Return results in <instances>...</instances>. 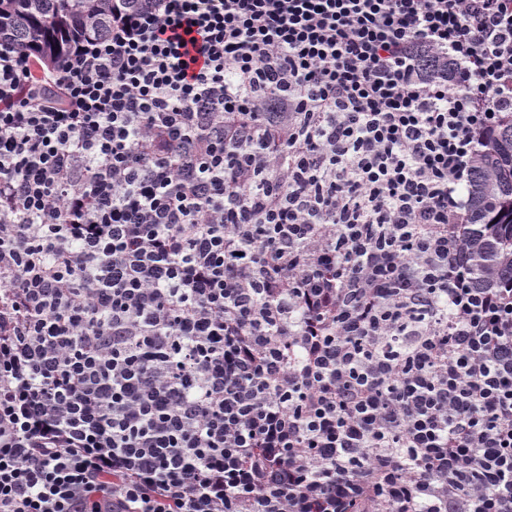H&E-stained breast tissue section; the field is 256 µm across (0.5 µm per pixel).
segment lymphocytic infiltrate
<instances>
[{
	"instance_id": "f902f5d3",
	"label": "lymphocytic infiltrate",
	"mask_w": 512,
	"mask_h": 512,
	"mask_svg": "<svg viewBox=\"0 0 512 512\" xmlns=\"http://www.w3.org/2000/svg\"><path fill=\"white\" fill-rule=\"evenodd\" d=\"M512 0H137L0 45V512H512L472 163Z\"/></svg>"
}]
</instances>
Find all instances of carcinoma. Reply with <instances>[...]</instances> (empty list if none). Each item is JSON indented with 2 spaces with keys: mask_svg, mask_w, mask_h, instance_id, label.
<instances>
[{
  "mask_svg": "<svg viewBox=\"0 0 512 512\" xmlns=\"http://www.w3.org/2000/svg\"><path fill=\"white\" fill-rule=\"evenodd\" d=\"M129 0H0V43L37 47L41 59H68L73 47L112 29V15ZM470 210L462 224H443L444 235L470 242L475 283L512 279V112L501 114L489 146L474 162Z\"/></svg>",
  "mask_w": 512,
  "mask_h": 512,
  "instance_id": "carcinoma-1",
  "label": "carcinoma"
}]
</instances>
